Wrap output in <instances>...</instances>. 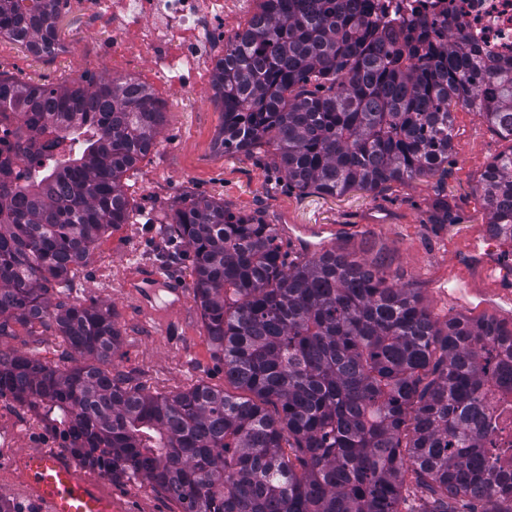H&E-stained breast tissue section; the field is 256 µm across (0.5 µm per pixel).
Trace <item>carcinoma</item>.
Returning a JSON list of instances; mask_svg holds the SVG:
<instances>
[{
    "label": "carcinoma",
    "mask_w": 512,
    "mask_h": 512,
    "mask_svg": "<svg viewBox=\"0 0 512 512\" xmlns=\"http://www.w3.org/2000/svg\"><path fill=\"white\" fill-rule=\"evenodd\" d=\"M61 2L0 0V34L54 54ZM360 4L258 0L213 69L217 152L265 147L288 187L336 195L443 171L456 106L512 140V60L419 21L380 28ZM7 109L42 135L82 136L0 203V336L50 321L74 354L61 368L0 349V389L76 423L82 463L139 476L180 512H512L494 406L512 394V326L441 325L416 289L334 249L288 264L275 225L202 198L171 229L243 395L128 387L100 367L120 345L112 309L55 305L51 291L127 223L123 176L154 146L164 105L128 77L47 88L0 74ZM478 188L491 236L512 247V150Z\"/></svg>",
    "instance_id": "carcinoma-1"
}]
</instances>
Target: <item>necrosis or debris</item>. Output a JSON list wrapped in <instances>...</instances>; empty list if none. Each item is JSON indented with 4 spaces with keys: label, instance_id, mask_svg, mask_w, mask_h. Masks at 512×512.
Returning <instances> with one entry per match:
<instances>
[{
    "label": "necrosis or debris",
    "instance_id": "necrosis-or-debris-1",
    "mask_svg": "<svg viewBox=\"0 0 512 512\" xmlns=\"http://www.w3.org/2000/svg\"><path fill=\"white\" fill-rule=\"evenodd\" d=\"M88 13L108 17L112 34L105 57L137 54L149 58L160 81L196 85L206 63L224 45L225 0H75ZM372 15L387 27L418 19L439 33L463 36L498 59L512 58V0H371ZM78 145L35 136L15 112L0 113V169L14 183L44 170L62 151ZM80 445L69 426L45 417L39 402L0 392V471L22 466L27 448L55 452Z\"/></svg>",
    "mask_w": 512,
    "mask_h": 512
}]
</instances>
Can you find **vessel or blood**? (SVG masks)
Segmentation results:
<instances>
[{"label":"vessel or blood","instance_id":"obj_1","mask_svg":"<svg viewBox=\"0 0 512 512\" xmlns=\"http://www.w3.org/2000/svg\"><path fill=\"white\" fill-rule=\"evenodd\" d=\"M129 286L148 303L153 302L157 290L169 291L172 298L163 305L167 312L188 301L182 288L171 286L163 272L152 266L143 267ZM24 480L48 504L50 512H115L110 495L55 456L43 452L31 454L24 468Z\"/></svg>","mask_w":512,"mask_h":512}]
</instances>
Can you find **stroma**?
Returning <instances> with one entry per match:
<instances>
[{
	"label": "stroma",
	"instance_id": "obj_1",
	"mask_svg": "<svg viewBox=\"0 0 512 512\" xmlns=\"http://www.w3.org/2000/svg\"><path fill=\"white\" fill-rule=\"evenodd\" d=\"M108 33L104 16L69 6L57 20L60 43L74 53L34 54L22 43L0 42L9 60L4 76L33 85L58 86L85 76L132 77L163 102L165 120L155 147L123 177L134 220L108 230L53 302L111 306L121 343L106 370L128 386L158 394L197 384L225 389L224 363L207 336L195 301L161 320L143 309L126 283L142 266L163 267L191 289L192 256L170 244L176 209L199 197L220 200L226 211L258 216L265 223L328 224L336 250L377 261L388 278L418 289L439 322L455 316H493L512 324V252L488 251V216L476 189L493 157L511 143L492 132L476 111L455 107L453 150L446 175L395 182L383 191L352 190L341 196L303 194L289 188L270 155L247 158L213 148L223 115L210 77L174 88L153 75L145 57L105 60L99 51ZM448 202V221L435 223L438 200ZM0 347L66 366L71 351L55 327L11 323ZM120 512H179L175 500L139 479L109 483Z\"/></svg>",
	"mask_w": 512,
	"mask_h": 512
}]
</instances>
